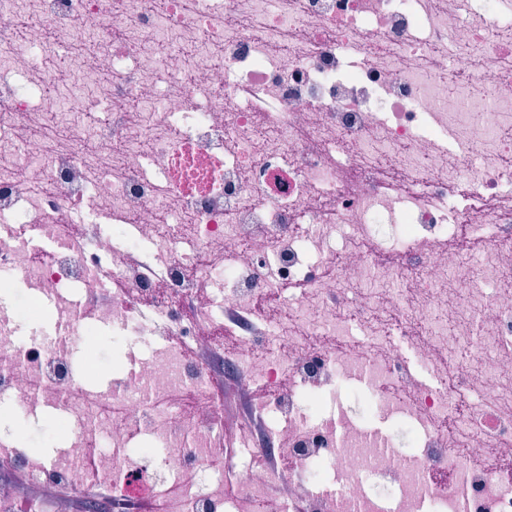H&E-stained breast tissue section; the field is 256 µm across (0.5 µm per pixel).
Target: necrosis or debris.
Instances as JSON below:
<instances>
[{
	"label": "necrosis or debris",
	"mask_w": 512,
	"mask_h": 512,
	"mask_svg": "<svg viewBox=\"0 0 512 512\" xmlns=\"http://www.w3.org/2000/svg\"><path fill=\"white\" fill-rule=\"evenodd\" d=\"M510 279L512 0H0V411L68 435L0 512H512ZM100 341H101V357H102V365L99 370V373L95 380L93 381V385L99 389H111L113 385V362L114 366L116 364L115 357H123L124 352H132L133 350H129L128 348L122 349H113L112 347V327L111 326H101L99 328ZM114 356V359H113Z\"/></svg>",
	"instance_id": "necrosis-or-debris-1"
}]
</instances>
